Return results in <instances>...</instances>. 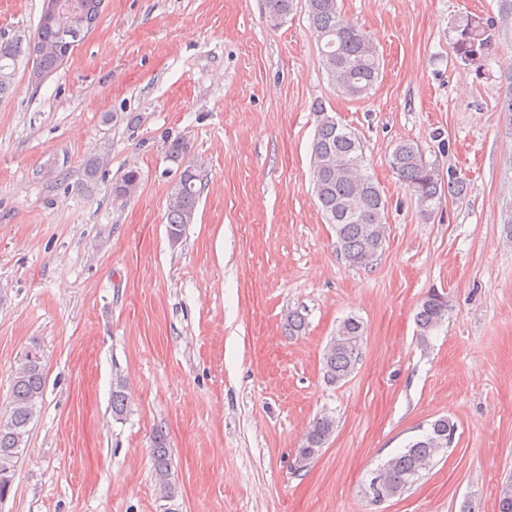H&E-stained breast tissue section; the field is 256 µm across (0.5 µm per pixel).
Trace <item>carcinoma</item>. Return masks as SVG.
Returning a JSON list of instances; mask_svg holds the SVG:
<instances>
[{
  "mask_svg": "<svg viewBox=\"0 0 512 512\" xmlns=\"http://www.w3.org/2000/svg\"><path fill=\"white\" fill-rule=\"evenodd\" d=\"M73 2V9H65L52 22H39L37 34L28 44V54L35 60L30 79L38 84L63 64L58 55L60 30L75 24L77 12L93 8L97 0H64ZM293 0H266L270 20L288 14ZM308 11L316 39L321 46L323 66L341 94L353 100L368 97L378 82L381 63L371 37L359 26L344 21L338 0H308ZM465 15L454 27L453 51L465 62L477 63L482 56L475 53L473 43L482 42L485 31L497 34V22L486 20L472 23ZM19 53L0 49V95L8 92L14 79L15 61ZM317 125L312 143L313 182L319 209L334 228L336 244L345 262L352 267H368V256L381 253L384 241L369 238L366 226L385 224L387 206L379 187L371 177L361 173L364 162L359 139L349 128L339 124L327 109L315 107ZM389 165L398 180L414 196L420 212L429 217L439 203L442 178L433 164L426 162L417 145L409 141L397 144L389 158ZM198 174L188 175L183 186H174L178 202L169 205L167 230L180 241L186 228L193 223L200 192L196 188ZM139 184L138 172L129 170L113 193L117 198L127 197ZM449 305L426 296L416 314L420 340L425 341L438 329L448 315ZM346 344L324 351V379L339 384L348 378L358 363L361 350L363 323L355 318L345 326ZM125 383L116 377L112 385V412L120 416L126 410ZM45 391V369L36 353L25 356L15 373L10 393L9 411L0 419V499L12 483L19 457L24 452L29 436V425ZM335 430V420L321 416L311 424L304 445L296 451L298 468L307 467L316 459ZM456 427L446 418L430 424L421 436L387 459L381 466L386 480L384 495L391 499L408 492L422 477V472L448 449L443 435L453 440ZM153 470L155 481L168 497L175 494L171 482V461L164 435L154 437Z\"/></svg>",
  "mask_w": 512,
  "mask_h": 512,
  "instance_id": "carcinoma-1",
  "label": "carcinoma"
}]
</instances>
